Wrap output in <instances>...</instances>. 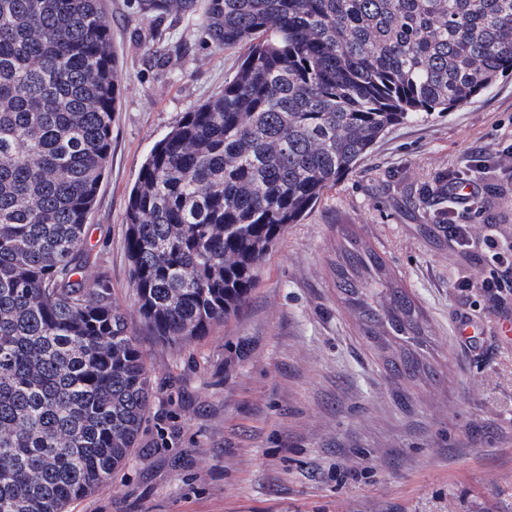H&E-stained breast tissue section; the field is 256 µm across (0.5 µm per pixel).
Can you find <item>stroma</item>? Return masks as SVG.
Instances as JSON below:
<instances>
[{
  "label": "stroma",
  "instance_id": "1",
  "mask_svg": "<svg viewBox=\"0 0 512 512\" xmlns=\"http://www.w3.org/2000/svg\"><path fill=\"white\" fill-rule=\"evenodd\" d=\"M119 57L112 152L86 226L88 275L137 319L125 213L157 141L224 88L245 46L217 47L200 16L103 0ZM512 76L444 114L389 129L303 223L288 225L237 316L168 346L143 337L154 397L109 486L70 512H512V296L459 292L490 269L487 227L512 241ZM481 164L461 211L467 251L438 224L441 175ZM386 260L432 327L437 382L391 380L336 297L341 227ZM482 335L463 342L460 319ZM355 470L359 479L347 478Z\"/></svg>",
  "mask_w": 512,
  "mask_h": 512
}]
</instances>
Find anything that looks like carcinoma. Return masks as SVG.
Instances as JSON below:
<instances>
[{"label":"carcinoma","instance_id":"cac0c4a2","mask_svg":"<svg viewBox=\"0 0 512 512\" xmlns=\"http://www.w3.org/2000/svg\"><path fill=\"white\" fill-rule=\"evenodd\" d=\"M249 51L140 167L126 210L138 323L88 284L85 229L119 80L100 0H0V512H68L128 460L140 345L235 316L281 232L404 121L512 76V0H138ZM336 292L398 382L440 377L423 311L341 231Z\"/></svg>","mask_w":512,"mask_h":512}]
</instances>
